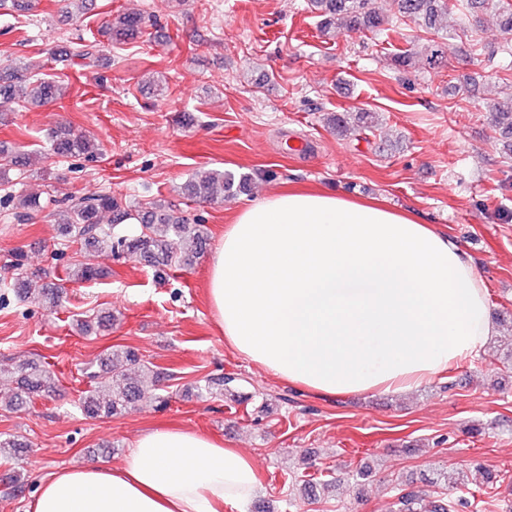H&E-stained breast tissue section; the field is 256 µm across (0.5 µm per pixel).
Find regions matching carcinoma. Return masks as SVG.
<instances>
[{
    "instance_id": "1",
    "label": "carcinoma",
    "mask_w": 512,
    "mask_h": 512,
    "mask_svg": "<svg viewBox=\"0 0 512 512\" xmlns=\"http://www.w3.org/2000/svg\"><path fill=\"white\" fill-rule=\"evenodd\" d=\"M473 11L491 9L497 16L500 29L512 32V4L499 6L500 0H468ZM312 6L320 13V32L333 37L345 32L379 33L386 24L385 19L368 7L369 0H311ZM401 15L413 20L431 34L421 44L420 50L409 49L392 57L396 69L407 71L413 67L414 58L422 56L430 66L442 63L448 50L449 41L461 30V25L448 19V0H398ZM145 18L140 14H120L116 21L108 24L106 34L110 39L128 41L143 32ZM61 61L76 62L83 68L99 66L98 44L75 43L71 50L59 54ZM66 86L59 81L33 78L28 69L18 64L0 70V109L15 103L34 102L44 106L65 95ZM496 126L512 154V99L498 102L493 107ZM336 131L351 125L366 132L375 129L372 112H339L328 118ZM53 152L60 157H91L94 144L85 135L76 133L66 126L56 128L50 138ZM29 165V155L12 152L0 146V180L7 178L13 169ZM252 177L232 171L198 169L181 187V195L199 202H217L236 198L251 191ZM40 207L39 198L33 195L21 196L16 209L17 217L30 216ZM109 222L102 223L103 215ZM62 233L72 242H82L88 251V258L66 269L67 278L75 282L98 280L102 270L91 260L98 252L113 254L129 253L140 256L154 267H180L198 257L206 249L208 234L202 226L192 221L171 202L155 201L133 208L110 194H98L73 200L61 219ZM22 298H33L44 307L53 309L60 303L59 290L34 288L32 281L21 279L14 284ZM79 330L107 331L112 327V313L96 314L93 320H83ZM15 393L11 405L22 407L36 396L51 388L49 372L39 363L28 361L17 370ZM94 382L91 390L83 392L79 407L84 414L93 418L110 417L119 410L131 407L145 398H152L165 405L168 398L157 393L159 376L151 373L149 366L141 363L137 354L130 350H109L100 358V371L90 373ZM236 378H207L203 390L209 394L215 391H229L235 387ZM451 477L444 470H436L429 483L442 489L434 500L426 498L420 489L403 488L397 494L395 512H462L471 506L464 494L448 496L446 490ZM335 486L331 480L307 481L303 484L304 495L317 499L320 493Z\"/></svg>"
}]
</instances>
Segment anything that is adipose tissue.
Instances as JSON below:
<instances>
[{"label":"adipose tissue","instance_id":"1","mask_svg":"<svg viewBox=\"0 0 512 512\" xmlns=\"http://www.w3.org/2000/svg\"><path fill=\"white\" fill-rule=\"evenodd\" d=\"M224 340L323 397L405 393L481 355L497 329L460 245L414 215L324 192L240 209L209 260ZM256 461L197 431L139 436L120 465L62 469L31 512H246Z\"/></svg>","mask_w":512,"mask_h":512}]
</instances>
